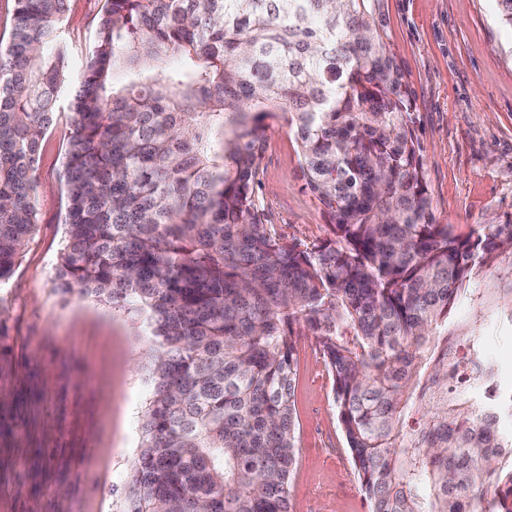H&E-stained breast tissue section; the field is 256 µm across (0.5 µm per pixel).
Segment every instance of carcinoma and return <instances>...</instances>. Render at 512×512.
<instances>
[{"label":"carcinoma","instance_id":"obj_1","mask_svg":"<svg viewBox=\"0 0 512 512\" xmlns=\"http://www.w3.org/2000/svg\"><path fill=\"white\" fill-rule=\"evenodd\" d=\"M68 2L14 0L0 44V283L37 231ZM384 2L105 0L71 91L56 282L152 342L124 512H292L304 339L368 512H512V387L477 332L512 331V219L437 223ZM277 118L318 243L256 196Z\"/></svg>","mask_w":512,"mask_h":512}]
</instances>
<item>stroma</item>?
<instances>
[{
	"label": "stroma",
	"mask_w": 512,
	"mask_h": 512,
	"mask_svg": "<svg viewBox=\"0 0 512 512\" xmlns=\"http://www.w3.org/2000/svg\"><path fill=\"white\" fill-rule=\"evenodd\" d=\"M100 0H69L74 62L94 38ZM393 50L416 100L417 133L438 223L512 217V31L493 0H385ZM62 131L42 144L39 226L0 284V512H122L140 445L148 385L143 326L56 286L64 240ZM260 196L272 224L307 243L329 238L306 190L296 143L270 121ZM298 467L293 512H367L333 404L332 382L311 344L296 380Z\"/></svg>",
	"instance_id": "1"
}]
</instances>
